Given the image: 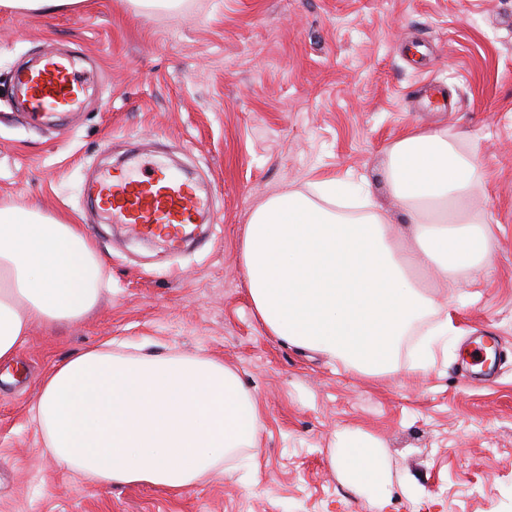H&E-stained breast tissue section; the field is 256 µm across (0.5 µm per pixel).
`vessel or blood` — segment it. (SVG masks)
<instances>
[{
  "mask_svg": "<svg viewBox=\"0 0 512 512\" xmlns=\"http://www.w3.org/2000/svg\"><path fill=\"white\" fill-rule=\"evenodd\" d=\"M88 81L68 54L48 57L38 67L13 76L27 113L36 122L77 112ZM87 195L107 223L127 225L139 237L172 245L192 233L212 205L211 196L201 194L194 183L157 157H132L119 168L98 172Z\"/></svg>",
  "mask_w": 512,
  "mask_h": 512,
  "instance_id": "1",
  "label": "vessel or blood"
}]
</instances>
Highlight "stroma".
Wrapping results in <instances>:
<instances>
[{
  "instance_id": "1",
  "label": "stroma",
  "mask_w": 512,
  "mask_h": 512,
  "mask_svg": "<svg viewBox=\"0 0 512 512\" xmlns=\"http://www.w3.org/2000/svg\"><path fill=\"white\" fill-rule=\"evenodd\" d=\"M54 46L100 69L79 112L32 125L15 69ZM441 130L482 174L473 213L494 232L477 281L437 284L455 336L410 372L359 374L271 336L240 251L252 212L288 190L361 182L389 223L387 161L410 130ZM111 151H104V143ZM174 151L219 195L198 247L171 252L92 215L90 169L138 146ZM79 224L104 266L97 307L32 327L0 363V512H512V0H133L74 12L0 9V204ZM233 366L261 407L257 445L173 491L99 486L60 467L33 420L43 376L104 343ZM377 439L392 493L371 504L331 463L343 430Z\"/></svg>"
}]
</instances>
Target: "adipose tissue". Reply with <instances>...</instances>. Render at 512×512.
Listing matches in <instances>:
<instances>
[{
	"instance_id": "ef3b65f1",
	"label": "adipose tissue",
	"mask_w": 512,
	"mask_h": 512,
	"mask_svg": "<svg viewBox=\"0 0 512 512\" xmlns=\"http://www.w3.org/2000/svg\"><path fill=\"white\" fill-rule=\"evenodd\" d=\"M392 195L414 216V247L382 214L289 191L249 219L241 263L253 306L277 338L338 357L364 375L392 369L400 341L420 322L426 337L412 365L427 371L432 345L453 333L446 307L423 281L482 270L491 228L471 213L481 181L473 161L439 131H414L389 151ZM103 263L79 225L0 205V361L33 325H71L96 306ZM260 407L237 373L209 357L129 355L111 347L73 354L43 378L35 420L57 462L93 483L178 490L223 474L224 459L253 447ZM337 463L358 490L386 495L380 452L358 431L339 436Z\"/></svg>"
}]
</instances>
